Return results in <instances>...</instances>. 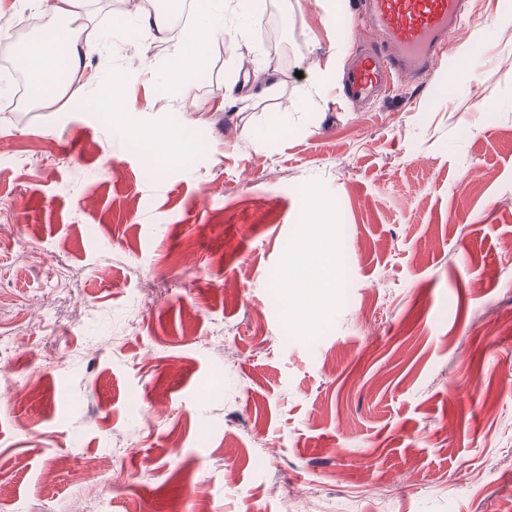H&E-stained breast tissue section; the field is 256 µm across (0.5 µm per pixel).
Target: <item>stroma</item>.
I'll list each match as a JSON object with an SVG mask.
<instances>
[{"label": "stroma", "instance_id": "1", "mask_svg": "<svg viewBox=\"0 0 512 512\" xmlns=\"http://www.w3.org/2000/svg\"><path fill=\"white\" fill-rule=\"evenodd\" d=\"M115 3L80 98L24 101L0 61V512H506L512 0L365 112L336 0H223L201 81ZM48 6L0 0V45ZM320 238L335 291L288 295Z\"/></svg>", "mask_w": 512, "mask_h": 512}]
</instances>
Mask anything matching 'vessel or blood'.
<instances>
[{
    "label": "vessel or blood",
    "instance_id": "obj_1",
    "mask_svg": "<svg viewBox=\"0 0 512 512\" xmlns=\"http://www.w3.org/2000/svg\"><path fill=\"white\" fill-rule=\"evenodd\" d=\"M467 0H359L360 15L374 36L352 58L343 77L348 100L361 104L402 79L429 77L444 58L449 34L458 32Z\"/></svg>",
    "mask_w": 512,
    "mask_h": 512
}]
</instances>
